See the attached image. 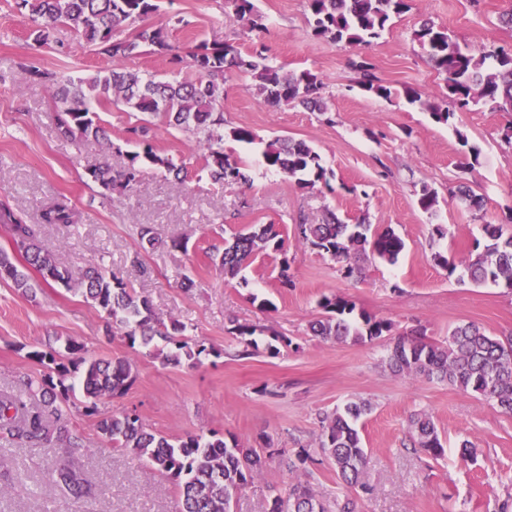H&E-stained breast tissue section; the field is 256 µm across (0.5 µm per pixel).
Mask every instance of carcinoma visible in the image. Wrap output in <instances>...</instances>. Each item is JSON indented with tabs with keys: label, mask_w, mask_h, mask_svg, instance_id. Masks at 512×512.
<instances>
[{
	"label": "carcinoma",
	"mask_w": 512,
	"mask_h": 512,
	"mask_svg": "<svg viewBox=\"0 0 512 512\" xmlns=\"http://www.w3.org/2000/svg\"><path fill=\"white\" fill-rule=\"evenodd\" d=\"M231 5L234 19L244 28L252 32L263 27L254 0H231ZM306 6L314 36L351 46L373 43L389 28L393 17L408 9L406 0H306ZM15 8L31 21L34 43H50L57 25L66 24L113 62L108 69L76 79L54 71H26L53 87L56 128L62 137H105L91 115L92 101L120 103L141 114V124L131 128L130 133L144 145L143 152L133 154L121 171H114L107 164L90 171L92 180L109 192L117 184L124 188L137 185L142 161L182 179L184 167L154 151L149 142L156 119L196 135L202 151V170L212 181L223 187L249 182L246 162L224 152L227 135L238 142L255 141L247 127L224 132V73L228 69L250 74L257 97L266 105L322 108L324 83L316 74L308 70L290 72L270 64L258 52L244 55L226 40H202L193 46L188 58L198 73L194 81H161L123 68L121 62L130 57L165 56L171 51L159 29L142 26L131 36L123 34L125 28L157 12L158 0H15ZM414 38L444 76L446 93L435 102L407 87L403 96L408 102L420 104L435 122L448 125L455 112L443 105L446 100L459 110L481 103L493 110L512 112V51L486 48L477 55L464 52L450 40L447 29L427 22L414 31ZM361 86L386 99L393 95L390 87L375 82L368 73ZM262 162L266 169L287 176L302 189L312 188L326 178L321 155L303 141L286 137L267 141ZM437 198V191L424 185L418 204L423 211L432 212ZM0 224L9 229L15 250L45 283H58L98 307L121 330L130 348L137 344L147 347L159 338L174 345V350L163 356L165 363L174 366L184 359L193 361L205 351L185 334L184 323L157 317L150 301L137 295L115 273L91 268L75 279L38 244L40 226L75 224L74 210L66 198L44 207L37 224H26L9 208H0ZM484 232L486 243L464 262L461 276L475 285L502 283L512 289V235L503 237L497 224L484 225ZM294 237L299 244L328 254L347 277L361 273L358 252L369 248L373 255L392 264L404 248L401 238L389 229L373 232L369 224H346L333 214L319 224L300 222L294 226ZM269 247L275 251L284 247L275 224H254L232 234L220 256L224 276L237 277ZM0 279L11 281L25 294L33 292L27 276L2 251ZM319 306L325 316L310 323L312 335L338 343L388 336L386 361L393 371L445 382L512 412V333L493 336L469 322L452 329L446 343L428 340L419 329L393 337V325L387 319L364 311L359 313V319H350L355 304L345 297L324 296ZM257 331L259 328L254 325L233 327V333L247 349L257 348ZM66 351L65 362L57 361L52 352H31L30 357L45 365L47 372L27 379L24 399L0 395V428L14 443L48 449L82 447L81 437L71 423V412L77 408L74 388L78 386L86 399L85 414L99 417L98 430L109 447L146 459L153 469L176 482L182 491L183 512H230L233 498L266 464L259 450L245 448L236 438L226 439L217 431L207 439L190 435L172 440L150 429L135 409L120 414L102 411L98 402L123 394L132 384L129 361L87 357L84 346L75 341L68 343ZM370 411L369 402L358 400L322 414L318 441L321 455L340 483L364 492L368 491L363 482L367 453L357 423ZM409 433L422 453L433 458L444 454L437 427L428 414L412 416ZM51 482L53 488L77 501L91 495V489L64 462L51 473ZM356 507L355 500L349 497L341 503L321 499L298 481L289 486L288 494L279 492L273 497L270 512H357Z\"/></svg>",
	"instance_id": "obj_1"
}]
</instances>
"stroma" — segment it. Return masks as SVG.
Here are the masks:
<instances>
[{
    "mask_svg": "<svg viewBox=\"0 0 512 512\" xmlns=\"http://www.w3.org/2000/svg\"><path fill=\"white\" fill-rule=\"evenodd\" d=\"M264 17L259 31L242 29L230 18L228 0H160L147 25L162 30L173 54L186 55L198 41L232 42L243 53H263L270 64L307 69L324 83L325 111L300 105L270 107L255 94L250 74L231 72L224 81V126L250 127L254 143L225 140L226 153L247 164L249 184L224 188L201 169L192 134L155 122L151 142L187 172L184 181L146 165L134 190L104 193L90 177L107 164L122 169L138 151L128 129L136 116L122 106L96 107L95 120L107 140L70 139L56 129L53 90L26 76L27 68L85 76L111 62L69 26H58L52 43L39 46L29 36L14 0H0V207L26 223L40 224L42 206L67 196L79 213L68 229L40 225L42 247L73 274L103 264L147 297L162 319L186 324L187 334L204 344L196 364H163L169 344L130 348L123 336L106 331L103 314L81 296L50 287L29 272L35 297L0 280V393L22 394V381L43 373L35 351L64 352L68 341L87 355L128 360L135 380L123 396L103 400L118 413L137 408L143 421L170 439L218 431L247 448L262 437L275 448H307L311 459L288 471L279 458L233 500L232 512H269L275 491L290 483L308 484L321 498L345 495L335 472L318 449L316 416L363 398L373 406L358 425L367 451L368 492L357 493L359 512H512V414L448 384L415 374H394L385 366L388 338L336 343L313 336L309 323L322 316V296L338 295L357 309L390 320L394 334L423 330L441 343L456 325L474 322L496 335L512 333V290L491 283L458 280L438 265L435 254L467 259L483 227L498 224L512 234V147L503 133L512 114L478 105L456 113L453 125L431 119L402 98L365 92L361 64L379 83L418 89L439 98L442 75L413 37L423 20L446 28L461 49L512 48V28L499 17L512 0H409L370 46H348L314 37L305 0H255ZM184 18L181 26L171 16ZM478 148L480 164L466 172V148ZM306 141L321 155L326 181L300 189L266 170L261 152L275 137ZM468 181L483 199L479 209L452 199L449 191ZM438 193L433 212L420 209L422 185ZM334 211L345 223L391 228L405 243L396 263L364 254L362 273L344 277L339 264L318 250L297 244L299 220L319 222ZM276 224L287 253H260L243 278L228 279L211 256L223 250L231 232L253 224ZM152 225L158 239L144 250L140 225ZM442 225L444 236L432 233ZM289 260L294 281L283 288L280 263ZM191 287H182L183 277ZM255 325L292 340L279 355H246L232 329ZM432 416L445 454L432 459L414 451L411 415ZM84 439L70 459L96 488L92 512H179L176 484L137 457L105 447L96 419L73 413ZM475 453L461 460L462 442ZM62 458L41 448H21L0 437V471L13 481L0 493V512H79L66 494L46 484Z\"/></svg>",
    "mask_w": 512,
    "mask_h": 512,
    "instance_id": "35a3bbf8",
    "label": "stroma"
}]
</instances>
